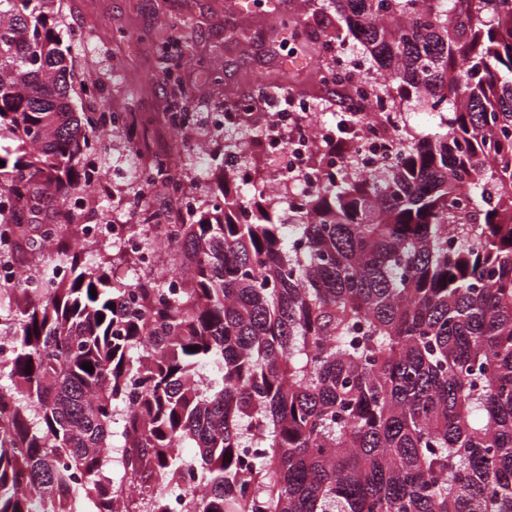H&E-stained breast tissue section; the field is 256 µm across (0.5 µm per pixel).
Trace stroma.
<instances>
[{"mask_svg":"<svg viewBox=\"0 0 512 512\" xmlns=\"http://www.w3.org/2000/svg\"><path fill=\"white\" fill-rule=\"evenodd\" d=\"M235 0H60L51 17L56 33L69 45L72 56V105L95 111L84 93L89 77L99 78L112 105L127 113L135 127L114 129L106 151L97 155L114 198L125 199L138 189V172L157 153L181 149L193 157L200 144L215 131L200 119L191 133L169 132L161 119L175 86L191 89V111L205 106L235 103L256 91L249 76H283L297 96L309 98L313 110L308 121L335 125L336 101L320 79L325 65L313 50L336 29L334 11L318 12L305 0H260L248 13H240ZM180 24L186 53L174 56L178 84L155 69L151 43L143 34L161 26ZM248 27L251 40L242 45L230 33ZM86 30L91 44L71 39L74 29Z\"/></svg>","mask_w":512,"mask_h":512,"instance_id":"obj_1","label":"stroma"}]
</instances>
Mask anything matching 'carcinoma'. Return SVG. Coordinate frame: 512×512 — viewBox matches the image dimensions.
Returning a JSON list of instances; mask_svg holds the SVG:
<instances>
[{"instance_id": "1", "label": "carcinoma", "mask_w": 512, "mask_h": 512, "mask_svg": "<svg viewBox=\"0 0 512 512\" xmlns=\"http://www.w3.org/2000/svg\"><path fill=\"white\" fill-rule=\"evenodd\" d=\"M50 3L0 0V246L56 215L0 283V512H512V0H329L375 98L452 117L285 204L225 167L169 238L130 225L150 270L65 245L112 126L73 109Z\"/></svg>"}]
</instances>
